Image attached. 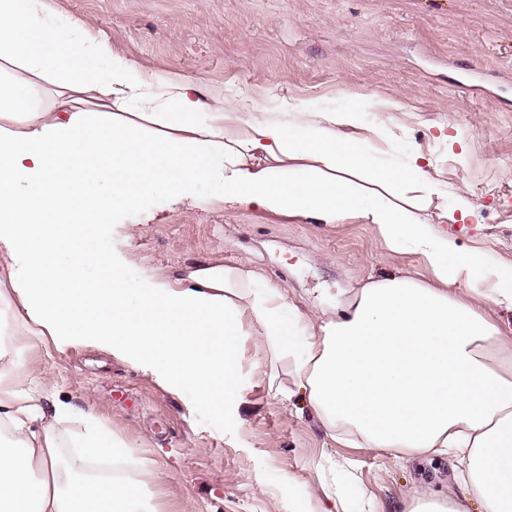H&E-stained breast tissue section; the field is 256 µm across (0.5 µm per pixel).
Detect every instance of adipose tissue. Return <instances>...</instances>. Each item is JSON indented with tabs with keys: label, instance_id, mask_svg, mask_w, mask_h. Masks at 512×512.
<instances>
[{
	"label": "adipose tissue",
	"instance_id": "ef3b65f1",
	"mask_svg": "<svg viewBox=\"0 0 512 512\" xmlns=\"http://www.w3.org/2000/svg\"><path fill=\"white\" fill-rule=\"evenodd\" d=\"M299 111L288 122L206 101L196 81L144 68L50 0H0V245L19 261L22 306L0 328V512H156L158 466L111 420L8 376L24 334L109 349L236 428L246 370L285 362L269 393L307 389L331 439L449 456L486 512H512V336L454 290L490 273V303L512 311V267L458 251L443 226L466 203L434 225L415 218L444 185L420 153L381 162L361 109ZM203 186L228 208L370 225L389 251L422 256L433 281L371 282L311 320L240 266L135 294L109 253L56 248L61 225L93 228L156 196L195 202ZM75 422L85 429L66 459L61 431Z\"/></svg>",
	"mask_w": 512,
	"mask_h": 512
}]
</instances>
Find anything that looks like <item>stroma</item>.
I'll list each match as a JSON object with an SVG mask.
<instances>
[{
    "instance_id": "obj_1",
    "label": "stroma",
    "mask_w": 512,
    "mask_h": 512,
    "mask_svg": "<svg viewBox=\"0 0 512 512\" xmlns=\"http://www.w3.org/2000/svg\"><path fill=\"white\" fill-rule=\"evenodd\" d=\"M82 17L145 68L196 79L207 100L244 102L293 119L301 102L352 104L375 129L371 146L401 162L408 144L430 158L444 202L466 201L449 225L461 248L512 263V0H51ZM116 268L142 290L197 264L250 268L283 288L304 315H320L364 281L429 280L421 256L394 254L369 225L323 224L256 210H200L166 198L105 226ZM21 359L48 398L111 419L159 464V512H289L321 492L318 463L346 471L353 500L403 512L411 489L460 495L454 461L407 458L333 441L307 390L288 401L249 385L237 434L151 372L83 344L21 336Z\"/></svg>"
}]
</instances>
